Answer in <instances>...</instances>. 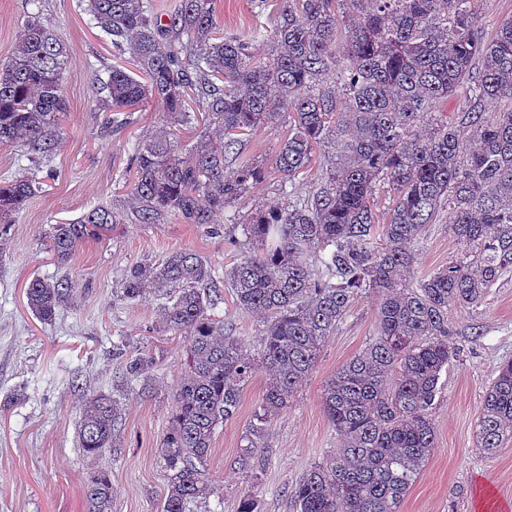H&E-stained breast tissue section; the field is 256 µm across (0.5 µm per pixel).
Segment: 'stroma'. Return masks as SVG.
Listing matches in <instances>:
<instances>
[{
    "label": "stroma",
    "instance_id": "obj_1",
    "mask_svg": "<svg viewBox=\"0 0 512 512\" xmlns=\"http://www.w3.org/2000/svg\"><path fill=\"white\" fill-rule=\"evenodd\" d=\"M44 18L70 49L74 64L64 84L67 110L53 150V179L14 216L0 240V512H84L83 486L98 467L112 478V512H162L168 473L159 454L170 425L172 391L186 370V340L160 331L154 298L130 302L120 293L134 263L186 248L216 267L236 248L175 215L159 224L127 223L105 240H87L69 267L58 268L42 237L49 225L80 218L93 207L136 205L118 177L129 141L154 133L160 107L150 102L119 134L103 137L94 110L92 69L112 64V46L89 23L81 0H45ZM416 276L448 266L462 246L447 225L430 224L417 243ZM68 276V302L46 322L24 294L36 276ZM215 311L257 349L261 317L239 312L227 290ZM377 299L362 295L325 343L307 382L267 427L258 451V480L232 462L265 391L256 370L238 413L220 426L204 469L205 498L191 512H237L240 496L257 497L262 512H295L291 490L310 466L334 455L338 439L321 403L325 382L376 334ZM448 324L463 359L438 384L432 418L436 446L399 512H504L512 508V442L496 455L480 453L474 431L482 397L499 363L512 360V275L473 309L452 307ZM127 340V355L151 359L149 373L126 381L113 342ZM103 392L117 401L115 446L102 460L78 446L79 400Z\"/></svg>",
    "mask_w": 512,
    "mask_h": 512
}]
</instances>
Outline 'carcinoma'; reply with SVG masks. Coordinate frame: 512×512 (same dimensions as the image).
Segmentation results:
<instances>
[{"label":"carcinoma","instance_id":"cac0c4a2","mask_svg":"<svg viewBox=\"0 0 512 512\" xmlns=\"http://www.w3.org/2000/svg\"><path fill=\"white\" fill-rule=\"evenodd\" d=\"M482 0H285L276 24L247 36L217 21L214 0H87L94 27L117 54L129 53L143 80L113 65L92 77L100 135L127 125L151 100L161 130L131 143L130 215L110 204L52 224L44 241L60 266L88 239L102 240L135 218L168 215L224 235L214 215L243 198L265 167L244 157L260 129L288 114V135L272 169L281 201L246 220L249 250L224 267L186 249L129 268L126 299L154 296L165 331L187 341V371L172 394L173 415L160 444L168 471L164 512H187L204 495L203 470L217 428L237 413L257 364L268 382L246 445L234 464L256 477L263 433L288 408L326 339L364 291L378 297L377 336L325 384L323 411L339 445L293 488L296 512H399L433 448L432 406L442 372L460 361L448 308H474L512 273V15L492 35ZM0 59V143L16 144L30 176L0 184V236L13 214L42 190L38 177L61 135L62 88L73 58L43 22V0ZM267 38L257 61L249 45ZM335 79L341 92L328 86ZM450 98L465 103L448 118ZM204 143L180 147L182 130ZM314 173L315 189L294 195L293 181ZM390 193L385 217L376 196ZM429 224H446L463 244L447 267L416 280L415 246ZM224 283L236 309L265 318L254 355L233 325L213 311ZM68 278H32L25 288L36 317L50 320L69 299ZM150 361L123 365L145 376ZM116 401L104 393L79 405L78 444L88 457L112 447ZM512 440V360L485 391L476 448L496 454ZM86 512H112V479L101 468L83 488Z\"/></svg>","mask_w":512,"mask_h":512}]
</instances>
